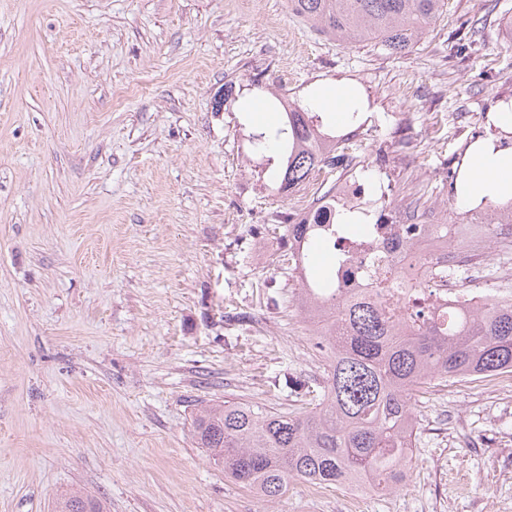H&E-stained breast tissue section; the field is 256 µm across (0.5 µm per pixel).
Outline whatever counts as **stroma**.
Segmentation results:
<instances>
[{"label": "stroma", "instance_id": "obj_1", "mask_svg": "<svg viewBox=\"0 0 512 512\" xmlns=\"http://www.w3.org/2000/svg\"><path fill=\"white\" fill-rule=\"evenodd\" d=\"M512 0H448L410 53L344 47L288 0H0V512H54L80 490L107 512H345L294 485L266 502L225 478L191 421L224 399L284 415L321 380L282 217L289 192L250 152L240 112L304 105L336 80L372 108L349 141L366 191L412 221L455 224L467 145L512 98ZM480 23L453 65L450 31ZM408 477L354 512H512V387L448 382L415 397Z\"/></svg>", "mask_w": 512, "mask_h": 512}]
</instances>
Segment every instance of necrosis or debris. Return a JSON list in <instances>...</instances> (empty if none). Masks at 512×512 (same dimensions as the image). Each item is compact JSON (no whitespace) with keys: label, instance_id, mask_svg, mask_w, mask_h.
Returning <instances> with one entry per match:
<instances>
[{"label":"necrosis or debris","instance_id":"1","mask_svg":"<svg viewBox=\"0 0 512 512\" xmlns=\"http://www.w3.org/2000/svg\"><path fill=\"white\" fill-rule=\"evenodd\" d=\"M380 210L378 198L361 191L358 178L337 182L322 195L313 209L307 211L316 232L336 252L335 284L340 296L346 297L361 288L384 285L386 309L409 302L413 286L426 285L427 292L418 305L424 314L434 316L454 308H479L492 290L491 284L471 282L460 288L451 282L434 278L433 269L471 270L474 254L485 239L481 224L455 225L451 239L438 238L427 224H410L404 220H388L370 225L367 232L342 237L330 221L340 211L371 216ZM404 287L390 290L394 278Z\"/></svg>","mask_w":512,"mask_h":512}]
</instances>
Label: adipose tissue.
Here are the masks:
<instances>
[{
  "instance_id": "ef3b65f1",
  "label": "adipose tissue",
  "mask_w": 512,
  "mask_h": 512,
  "mask_svg": "<svg viewBox=\"0 0 512 512\" xmlns=\"http://www.w3.org/2000/svg\"><path fill=\"white\" fill-rule=\"evenodd\" d=\"M307 106L339 123L348 121L352 113L368 110L360 87L342 81L314 89ZM492 112L495 134L467 147L452 187L456 204L464 207L512 198V99L498 102Z\"/></svg>"
}]
</instances>
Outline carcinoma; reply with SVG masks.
<instances>
[{"label": "carcinoma", "instance_id": "carcinoma-1", "mask_svg": "<svg viewBox=\"0 0 512 512\" xmlns=\"http://www.w3.org/2000/svg\"><path fill=\"white\" fill-rule=\"evenodd\" d=\"M292 10L343 46L374 43L391 55L419 44L448 0H289ZM452 38L479 54L476 31ZM280 112L277 126L252 134L251 153L267 165L280 161L281 189H292L327 169L347 168L353 157L342 140L322 130V117L284 101H265ZM277 147V156L269 154ZM288 240L306 242L294 258L306 271L323 244L307 221L288 225ZM328 266L306 276L300 306L319 317L323 375L314 407L286 416L250 404L214 403L193 419L198 447L224 477L268 501L297 482L353 491L385 489L401 481L418 430L415 394L435 382L512 374V305L489 300L480 311L448 312V321L422 320L418 310L387 313L379 297L336 299ZM56 512H104L85 493L60 496Z\"/></svg>", "mask_w": 512, "mask_h": 512}]
</instances>
